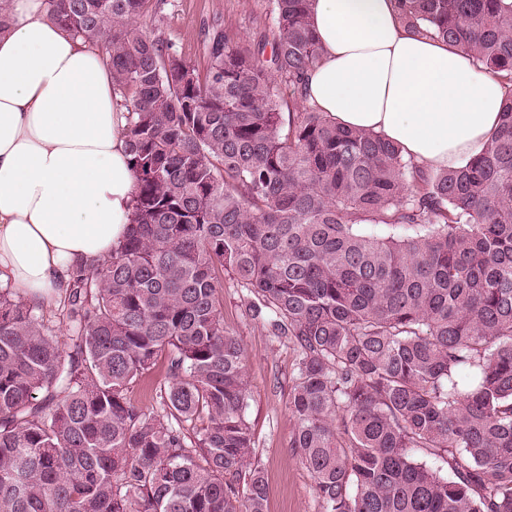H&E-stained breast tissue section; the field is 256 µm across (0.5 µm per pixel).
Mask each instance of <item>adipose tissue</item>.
<instances>
[{
    "label": "adipose tissue",
    "mask_w": 512,
    "mask_h": 512,
    "mask_svg": "<svg viewBox=\"0 0 512 512\" xmlns=\"http://www.w3.org/2000/svg\"><path fill=\"white\" fill-rule=\"evenodd\" d=\"M0 30V287L59 306L74 261L103 259L134 220L128 112L97 47L44 0H6ZM322 58L305 104L374 132L429 170L462 165L496 130L504 84L474 58L408 33L395 0H313Z\"/></svg>",
    "instance_id": "ef3b65f1"
}]
</instances>
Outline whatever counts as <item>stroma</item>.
I'll list each match as a JSON object with an SVG mask.
<instances>
[{
	"instance_id": "stroma-1",
	"label": "stroma",
	"mask_w": 512,
	"mask_h": 512,
	"mask_svg": "<svg viewBox=\"0 0 512 512\" xmlns=\"http://www.w3.org/2000/svg\"><path fill=\"white\" fill-rule=\"evenodd\" d=\"M215 22L221 23L232 44L244 48L273 38L270 0H166L161 19L144 18L150 33L173 43L186 61L201 69L207 64L204 29ZM224 327L245 349L246 413L269 484L268 512H321L313 480L290 446L288 393L296 351L249 316L245 289L229 280L224 283Z\"/></svg>"
}]
</instances>
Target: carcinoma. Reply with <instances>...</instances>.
I'll return each instance as SVG.
<instances>
[{
    "label": "carcinoma",
    "instance_id": "carcinoma-1",
    "mask_svg": "<svg viewBox=\"0 0 512 512\" xmlns=\"http://www.w3.org/2000/svg\"><path fill=\"white\" fill-rule=\"evenodd\" d=\"M149 2L48 0L109 56L135 219L71 265L66 342L0 289V512H268L226 275L298 352L290 447L323 512H512V0H396L508 85L484 149L436 172L281 111L321 57L311 0H272L253 49L207 28L203 75L144 29ZM158 367L145 410L129 385Z\"/></svg>",
    "mask_w": 512,
    "mask_h": 512
}]
</instances>
